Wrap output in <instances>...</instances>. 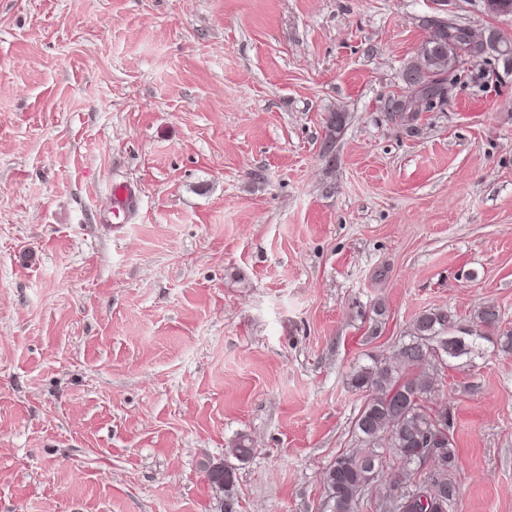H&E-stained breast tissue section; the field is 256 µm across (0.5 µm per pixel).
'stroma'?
<instances>
[{"mask_svg":"<svg viewBox=\"0 0 512 512\" xmlns=\"http://www.w3.org/2000/svg\"><path fill=\"white\" fill-rule=\"evenodd\" d=\"M434 18L512 38L484 0H0V512H220L242 434L236 512H323L354 366L435 308L512 329V65L387 115ZM482 348L430 405L456 512H512ZM112 215L122 220L137 207V195L134 188L127 183L112 186ZM203 470L206 473L214 497L220 499L223 511L236 512L235 467L228 461L218 460L204 463Z\"/></svg>","mask_w":512,"mask_h":512,"instance_id":"1","label":"stroma"}]
</instances>
